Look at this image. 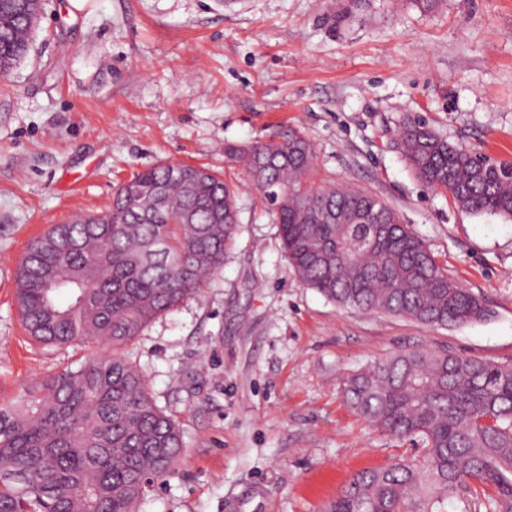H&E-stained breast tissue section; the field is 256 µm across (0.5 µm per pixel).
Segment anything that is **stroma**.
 <instances>
[{"mask_svg":"<svg viewBox=\"0 0 512 512\" xmlns=\"http://www.w3.org/2000/svg\"><path fill=\"white\" fill-rule=\"evenodd\" d=\"M420 118L512 163V0H44L27 58L0 84V396L103 346L25 332L16 268L50 227L105 212L160 162L238 189L224 265L124 349L179 424L181 461L141 512H324L353 475L421 458L343 400L344 377L417 349L512 363V221L420 182L396 146ZM300 130L317 186L365 189L492 309L436 327L344 308L303 285L228 144Z\"/></svg>","mask_w":512,"mask_h":512,"instance_id":"obj_1","label":"stroma"}]
</instances>
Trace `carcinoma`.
I'll return each instance as SVG.
<instances>
[{
    "label": "carcinoma",
    "instance_id": "1",
    "mask_svg": "<svg viewBox=\"0 0 512 512\" xmlns=\"http://www.w3.org/2000/svg\"><path fill=\"white\" fill-rule=\"evenodd\" d=\"M42 7L0 0L1 82L26 57ZM397 147L461 209L512 219L511 163L485 160L421 120L400 125ZM224 159L245 167L292 270L327 299L443 327L491 316L379 197L307 182L313 153L298 130L226 145ZM359 213L374 223L352 222ZM238 215L236 186L205 166L162 162L121 183L108 211L31 241L16 273L27 332L112 352L0 398V512H140L184 442L122 348L222 268ZM343 395L377 430L419 440L425 453L357 473L326 512H435L471 481L492 490V512H512L511 365L415 350L351 373Z\"/></svg>",
    "mask_w": 512,
    "mask_h": 512
}]
</instances>
